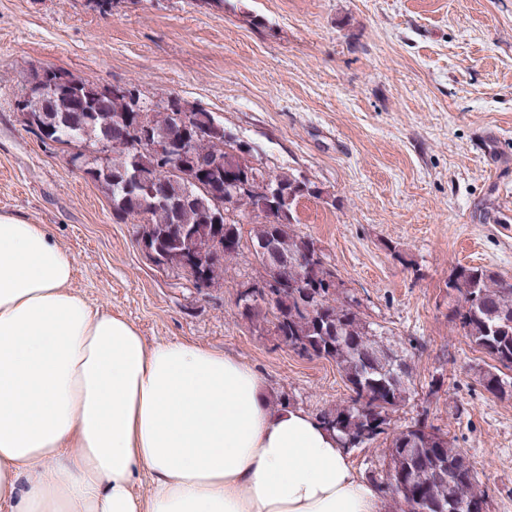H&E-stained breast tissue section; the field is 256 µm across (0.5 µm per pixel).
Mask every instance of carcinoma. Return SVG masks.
I'll list each match as a JSON object with an SVG mask.
<instances>
[{
    "label": "carcinoma",
    "instance_id": "cac0c4a2",
    "mask_svg": "<svg viewBox=\"0 0 512 512\" xmlns=\"http://www.w3.org/2000/svg\"><path fill=\"white\" fill-rule=\"evenodd\" d=\"M66 77V87L55 100L56 111H72L71 100L79 98L83 112L88 114L82 127L69 130L70 136L82 144L79 170L97 175L94 183L112 201L113 221H147L146 231L158 255L195 257L199 278L216 284L224 277V263L241 254L240 224L245 220L253 225L254 247L268 242L283 256L307 250L316 253L314 241L291 228L296 201L315 194L316 188L292 173L271 177L272 185L288 194V199L280 202L279 212L270 221L253 218L265 207V196L243 194L230 201L235 218L212 223L215 205L204 184L191 185L188 201L177 211L165 205L143 209L133 191L141 189L146 177L162 172L168 161L149 152H137L117 133L118 128L136 121L131 99L115 93L106 96L100 87L78 76L68 73ZM148 122L168 136L180 132L166 109L151 112ZM104 125L112 127V141L107 154L101 156L97 142ZM188 146L196 160H221L224 176L249 177L239 167L235 145L224 137L202 130ZM210 242L221 247L222 255L216 260L200 253ZM254 260L264 271L263 279L286 275L288 287L277 289L268 299L237 298L241 315L252 320L272 314L275 333L288 348L302 357L336 363L350 391L349 400L322 411L317 419L349 450L380 438L388 443L384 492L396 504H405L398 512H485L486 492L447 433L424 420L402 430L391 428V413L412 394V366L408 355L388 346L383 332L362 316L358 302L344 294L336 271L320 257L300 264L297 271L290 267L286 272L275 271L258 255ZM446 288L452 321L464 331L474 349L496 362L482 375L483 387L492 395H505L499 371L512 370V282L481 267L460 266ZM442 465L446 466L445 478L438 480L431 471Z\"/></svg>",
    "mask_w": 512,
    "mask_h": 512
}]
</instances>
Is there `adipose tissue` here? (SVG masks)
<instances>
[{"label":"adipose tissue","instance_id":"adipose-tissue-1","mask_svg":"<svg viewBox=\"0 0 512 512\" xmlns=\"http://www.w3.org/2000/svg\"><path fill=\"white\" fill-rule=\"evenodd\" d=\"M74 271L46 225L0 213V512H382L315 417L233 356L147 344Z\"/></svg>","mask_w":512,"mask_h":512}]
</instances>
